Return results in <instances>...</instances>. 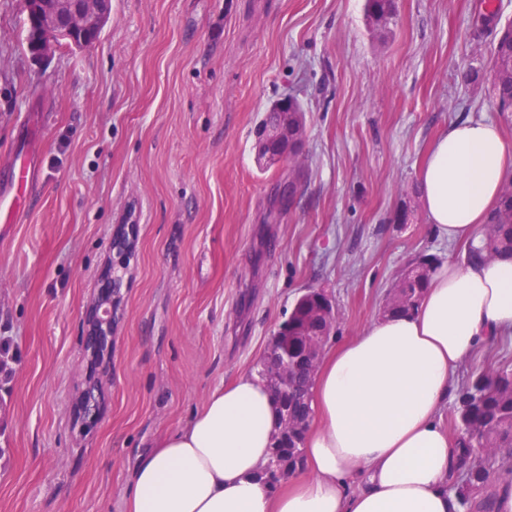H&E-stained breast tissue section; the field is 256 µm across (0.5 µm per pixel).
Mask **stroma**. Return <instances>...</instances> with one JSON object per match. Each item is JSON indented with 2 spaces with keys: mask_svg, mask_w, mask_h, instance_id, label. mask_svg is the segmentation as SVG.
I'll use <instances>...</instances> for the list:
<instances>
[{
  "mask_svg": "<svg viewBox=\"0 0 512 512\" xmlns=\"http://www.w3.org/2000/svg\"><path fill=\"white\" fill-rule=\"evenodd\" d=\"M364 4L112 0L96 43L35 62L24 0H0V169L27 157L36 173L0 223V336L17 353L0 512H126L137 457L259 372L306 289L336 302L333 349L383 314L414 256L464 260L429 225L418 169L459 119L512 140L489 74L497 26L472 28L489 11L512 22V0H398L388 34ZM288 95L306 110L302 153L259 167L256 127ZM110 269L123 285L96 364L86 313ZM92 379L89 422L76 405Z\"/></svg>",
  "mask_w": 512,
  "mask_h": 512,
  "instance_id": "1",
  "label": "stroma"
}]
</instances>
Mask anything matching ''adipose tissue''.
Instances as JSON below:
<instances>
[{
  "label": "adipose tissue",
  "mask_w": 512,
  "mask_h": 512,
  "mask_svg": "<svg viewBox=\"0 0 512 512\" xmlns=\"http://www.w3.org/2000/svg\"><path fill=\"white\" fill-rule=\"evenodd\" d=\"M511 174L497 123L448 125L418 176L434 233L479 245ZM511 335L512 257L438 264L414 311L373 319L316 372L320 425L285 490L260 479L277 419L266 383L244 373L139 456L127 512H461L443 412L459 369Z\"/></svg>",
  "instance_id": "adipose-tissue-1"
}]
</instances>
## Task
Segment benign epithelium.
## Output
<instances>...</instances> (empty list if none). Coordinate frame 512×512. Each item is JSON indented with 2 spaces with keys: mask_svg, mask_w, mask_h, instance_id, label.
<instances>
[{
  "mask_svg": "<svg viewBox=\"0 0 512 512\" xmlns=\"http://www.w3.org/2000/svg\"><path fill=\"white\" fill-rule=\"evenodd\" d=\"M111 0H25L26 18L36 29V37L30 49V58L41 61L62 45L83 48L96 42L107 23ZM270 111L279 113L274 122H263L256 133L257 160L275 164L295 155L303 137L288 133L293 124L288 109V98L277 100ZM119 284L115 277L108 276L100 288L95 302L87 310V318L94 323V335L112 334V323L117 316L116 300ZM315 306L310 316L319 327V333L307 341V354L315 357L321 353L327 336L335 332L336 305L320 291L310 292ZM267 379L279 400L280 406L288 408L285 394L288 392V360L269 358L266 364Z\"/></svg>",
  "mask_w": 512,
  "mask_h": 512,
  "instance_id": "7a95c632",
  "label": "benign epithelium"
}]
</instances>
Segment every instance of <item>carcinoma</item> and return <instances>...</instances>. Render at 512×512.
<instances>
[{"label": "carcinoma", "mask_w": 512, "mask_h": 512, "mask_svg": "<svg viewBox=\"0 0 512 512\" xmlns=\"http://www.w3.org/2000/svg\"><path fill=\"white\" fill-rule=\"evenodd\" d=\"M365 13L376 28L388 32L396 24L395 6L390 0H365ZM491 77L498 110L512 113V25L499 32L490 50ZM484 251L469 247L471 258H494L512 253V191L503 190L499 206L484 230ZM436 258L415 257L392 286L385 305L386 313H409L414 310L427 287ZM288 343L276 344L277 351L293 356L299 349L301 334H308L305 303H295L288 317ZM12 338L0 336V390L12 372L10 362ZM316 367L301 368L288 390V407L293 413L294 432L277 439L271 457L261 474L270 486L286 479L303 462L304 441L312 410V384ZM457 430L455 446L463 455V473L453 483L463 512H470L473 495L491 479L488 462L500 448H512V372L489 370L477 375L460 391L454 408Z\"/></svg>", "instance_id": "obj_1"}]
</instances>
